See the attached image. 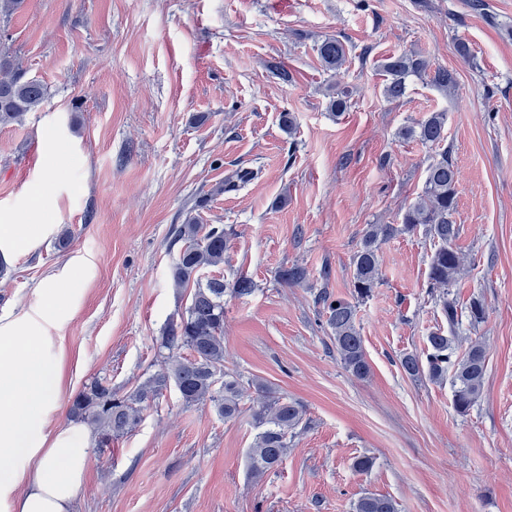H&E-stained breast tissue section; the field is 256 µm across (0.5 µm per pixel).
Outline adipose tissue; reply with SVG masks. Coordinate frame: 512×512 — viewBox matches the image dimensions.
<instances>
[{"instance_id": "ef3b65f1", "label": "adipose tissue", "mask_w": 512, "mask_h": 512, "mask_svg": "<svg viewBox=\"0 0 512 512\" xmlns=\"http://www.w3.org/2000/svg\"><path fill=\"white\" fill-rule=\"evenodd\" d=\"M50 225H0V255L36 247ZM67 272L49 276L38 304L0 318V512H70L90 464L93 434L56 423L66 351L58 332L76 297Z\"/></svg>"}]
</instances>
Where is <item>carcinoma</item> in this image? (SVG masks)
I'll list each match as a JSON object with an SVG mask.
<instances>
[{
  "label": "carcinoma",
  "instance_id": "1",
  "mask_svg": "<svg viewBox=\"0 0 512 512\" xmlns=\"http://www.w3.org/2000/svg\"><path fill=\"white\" fill-rule=\"evenodd\" d=\"M24 5V0H0V35L6 36V25ZM318 55L328 69L341 68L346 46L338 38L322 41ZM429 62L413 54L390 56L381 63L387 79L382 89L385 100L396 102L405 97L407 80L427 71ZM433 84L451 91L457 84L456 73L446 68L435 69ZM48 96L47 87L39 80L26 77L6 46L0 47V124H19L26 114L39 109ZM447 115L432 112L423 120L403 127L399 135L424 144L439 145L445 140ZM458 171L443 147L433 157L426 171L425 185L417 199L402 214L401 227L370 224L365 229L353 264L352 299L320 297L327 314L336 351L345 369L358 378L370 373V364L356 325L357 303L368 298L380 281V245L397 232L413 233L423 229L431 240L428 281L429 294L448 319L449 331L440 328L427 336L424 355L407 354L400 365L412 378L427 377L434 383L450 380L453 405L460 414L468 413L478 401L486 373V351L475 341L461 356L455 355V326L459 324L456 303L448 299L449 288L461 271L464 257L456 247L460 225L457 210ZM173 243L181 244L173 266L172 279L177 288L194 285L189 306L164 328L160 348L167 351L164 365L135 390L120 396L99 380L84 387L72 400L69 414L88 421L95 432L98 447L106 448L112 438L132 432L141 422L143 410L173 387L185 406L210 404L217 414L232 419L240 413L243 386L240 379L224 370V297H245L255 291L253 280L240 276L232 281L220 275L203 277L205 271L224 265L226 239L224 225L208 228L190 217L174 231ZM304 267L293 265L281 271L287 284L298 285L306 279ZM338 306H333V303ZM470 326L485 318L483 301H470ZM262 400L252 414L257 430L247 456L251 476L262 479L288 454L294 430L303 422L304 406L259 384ZM353 512H397L395 501L385 495L366 493L352 505Z\"/></svg>",
  "mask_w": 512,
  "mask_h": 512
}]
</instances>
